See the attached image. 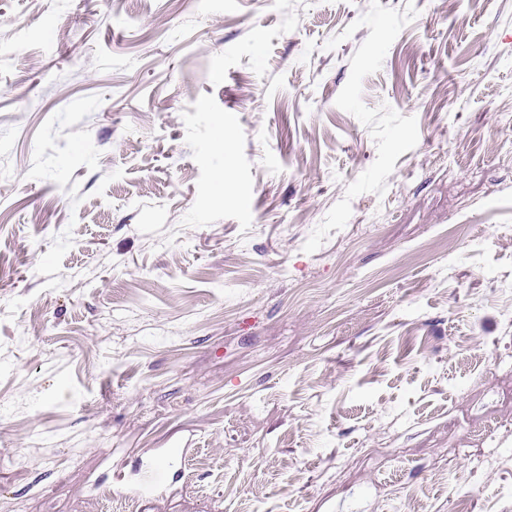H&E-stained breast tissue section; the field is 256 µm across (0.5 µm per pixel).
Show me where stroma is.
<instances>
[{"label":"stroma","instance_id":"stroma-1","mask_svg":"<svg viewBox=\"0 0 512 512\" xmlns=\"http://www.w3.org/2000/svg\"><path fill=\"white\" fill-rule=\"evenodd\" d=\"M509 369L512 0H0V512H512Z\"/></svg>","mask_w":512,"mask_h":512}]
</instances>
